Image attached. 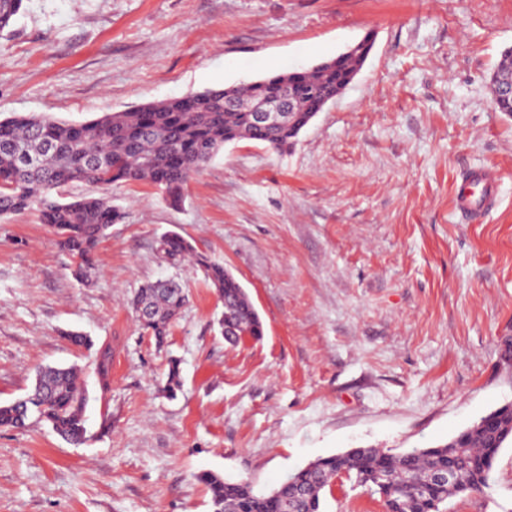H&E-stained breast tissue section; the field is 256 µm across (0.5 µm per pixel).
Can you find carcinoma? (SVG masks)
Here are the masks:
<instances>
[{"label":"carcinoma","instance_id":"carcinoma-1","mask_svg":"<svg viewBox=\"0 0 512 512\" xmlns=\"http://www.w3.org/2000/svg\"><path fill=\"white\" fill-rule=\"evenodd\" d=\"M23 0H0V38L11 27ZM373 48L367 35L355 49L301 72L267 76L257 82L222 89H207L183 97L111 112L80 124L47 116H21L0 120V142L9 140L38 156V164L23 168L16 154L0 147V217L27 210L39 212L42 223L57 236L58 245L74 261L75 275L88 282L95 273L92 254L108 228L123 213L109 197H75L61 202L57 190L71 183H86L103 190L119 184L148 182L176 200L184 184L198 173L227 143L248 139L281 152L290 148L299 133L333 98L354 80ZM512 77V50L507 51L491 77L492 87ZM281 87L296 102L290 118L272 131L256 127L249 109H224V101L244 96L258 100ZM54 147L46 148L43 139ZM102 159L106 166L92 168L88 161ZM159 251L178 261L192 247L178 234L159 240ZM195 263L224 304L219 320L225 340L242 336L258 338L263 323L245 288L224 266L206 255ZM187 302L178 284L167 288L156 281L139 288L130 309L143 333L164 344L171 323ZM148 304L152 314L139 315ZM96 373L101 389L111 382L112 350L100 347ZM181 387L179 365L172 361L165 391ZM87 397L73 367H45L33 389L23 398L0 403V427L22 428L33 416L51 424L64 439H86ZM512 441V415L496 410L462 430L448 442L415 448L393 455L378 448H352L319 458L290 473L276 488L257 493L247 482H234L213 472L198 480L210 493L211 512H321L324 490L339 476H353L378 492L385 512H441L448 497L484 494L491 488L493 465L503 446ZM451 470L446 483L434 474Z\"/></svg>","mask_w":512,"mask_h":512}]
</instances>
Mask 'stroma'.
<instances>
[{"label":"stroma","mask_w":512,"mask_h":512,"mask_svg":"<svg viewBox=\"0 0 512 512\" xmlns=\"http://www.w3.org/2000/svg\"><path fill=\"white\" fill-rule=\"evenodd\" d=\"M369 32L358 75L290 150L226 145L176 203L147 183L110 189L124 218L94 252L92 283L36 213L0 220V403L41 365L78 366L88 395L83 444L34 418L0 428V512H210L200 472L267 491L351 448L447 442L512 402V116L489 84L512 49V0H24L0 39V120L81 123L245 84ZM477 167L499 186L471 222L453 191ZM170 231L242 283L260 338L225 341L200 269L158 252ZM159 279L189 296L161 349L128 308ZM323 512L385 508L343 477ZM444 512H512V442L491 489Z\"/></svg>","instance_id":"35a3bbf8"}]
</instances>
